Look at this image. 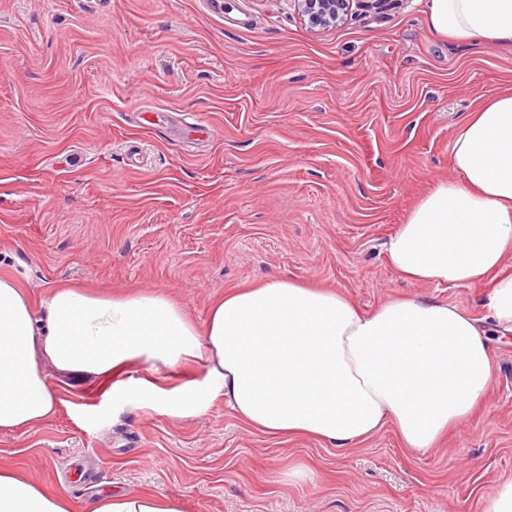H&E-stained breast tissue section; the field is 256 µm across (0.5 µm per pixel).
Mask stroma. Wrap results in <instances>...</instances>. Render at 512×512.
<instances>
[{
  "instance_id": "35a3bbf8",
  "label": "stroma",
  "mask_w": 512,
  "mask_h": 512,
  "mask_svg": "<svg viewBox=\"0 0 512 512\" xmlns=\"http://www.w3.org/2000/svg\"><path fill=\"white\" fill-rule=\"evenodd\" d=\"M507 90L512 51L436 36L421 0L326 29L291 0H0V273L38 310L58 284L156 288L201 323L281 278L364 312L417 296L485 317L489 283L406 281L385 244ZM489 346L486 405L423 452L389 427L343 456L270 438L220 401L176 420L49 367L56 415L0 431V464L75 512L100 488L185 512H482L512 479V335Z\"/></svg>"
}]
</instances>
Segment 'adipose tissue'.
<instances>
[{"instance_id": "1", "label": "adipose tissue", "mask_w": 512, "mask_h": 512, "mask_svg": "<svg viewBox=\"0 0 512 512\" xmlns=\"http://www.w3.org/2000/svg\"><path fill=\"white\" fill-rule=\"evenodd\" d=\"M430 30L512 50V0H425ZM453 177L435 181L385 245L389 265L422 284L491 281L487 307L512 333V91L472 112L452 144ZM95 378L184 419L223 401L271 437L307 436L344 450L393 427L403 446L434 447L485 401L492 383L487 330L440 301L387 300L360 311L336 291L282 279L226 292L204 324L170 294L105 296L54 286L44 315L0 274V430L52 418L57 400L41 367ZM153 378L121 382L129 368ZM197 367L170 386L159 371ZM0 512H74L64 493L0 464ZM89 512H184L161 493L98 492Z\"/></svg>"}]
</instances>
